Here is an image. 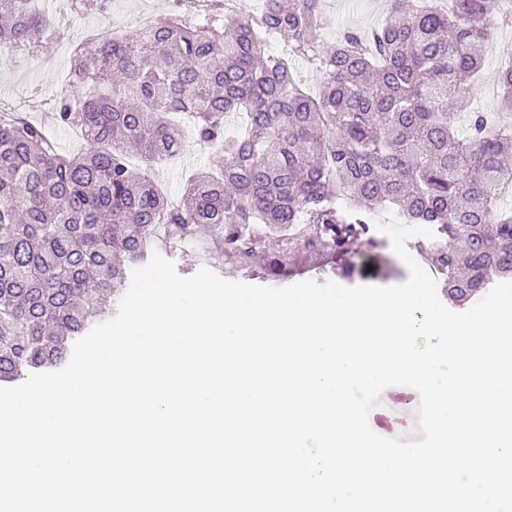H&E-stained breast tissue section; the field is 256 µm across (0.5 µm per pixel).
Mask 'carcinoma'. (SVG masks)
Here are the masks:
<instances>
[{
    "instance_id": "obj_1",
    "label": "carcinoma",
    "mask_w": 512,
    "mask_h": 512,
    "mask_svg": "<svg viewBox=\"0 0 512 512\" xmlns=\"http://www.w3.org/2000/svg\"><path fill=\"white\" fill-rule=\"evenodd\" d=\"M259 2L246 16L216 4L203 23L170 12L81 48L57 113L80 128L81 153L58 154L25 115L0 120V383L62 367L160 238L213 235L243 269L290 224L315 225L314 254L375 246L368 227L391 209L431 225L426 257L446 269L451 303L512 279V209L500 208L512 129L454 111L480 77L475 46L492 37L497 0H388L385 24L327 44L322 0ZM57 27L36 0H0V48L30 50ZM297 59L321 74L317 91L300 87ZM499 85L512 109V67ZM237 112L248 121L229 138ZM181 113L224 163L173 205L126 156L132 145L151 167L179 153Z\"/></svg>"
}]
</instances>
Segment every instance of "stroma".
Instances as JSON below:
<instances>
[{"label": "stroma", "instance_id": "stroma-1", "mask_svg": "<svg viewBox=\"0 0 512 512\" xmlns=\"http://www.w3.org/2000/svg\"><path fill=\"white\" fill-rule=\"evenodd\" d=\"M170 10L169 0H112L106 14L94 11L69 13L67 25L53 36L51 42L37 53L20 52L0 56V107L28 112L31 119L46 127L57 150L64 154L77 152L83 139L75 129L64 127L56 120L58 84L63 73L70 70L73 54L89 29L112 27L126 32L141 25L148 16L160 17ZM325 15L329 25L322 32L323 40H332L346 26L370 29L379 26L387 17L383 0H325ZM512 52V26L495 25L494 37L483 47L484 63L478 82L480 91L472 95L469 107L495 113L498 122L512 121V115L501 112V90L498 72L503 53ZM222 154L198 145L187 146L179 156L156 165L159 182L171 201H179L183 183L191 170L208 169L222 164ZM156 253L174 262L180 275L194 274L207 267L218 276L250 284L284 287L304 280L325 283V259L308 253L285 256L280 272L270 273L263 264L241 270L225 264L224 254L213 243L186 241L158 243ZM352 265L348 285L372 283L382 287L404 282L409 277L406 264L395 254L391 244L371 247L355 244L346 256ZM419 405L411 387L392 386L380 395L369 414L371 429L380 436L417 439L418 434L407 417Z\"/></svg>", "mask_w": 512, "mask_h": 512}]
</instances>
